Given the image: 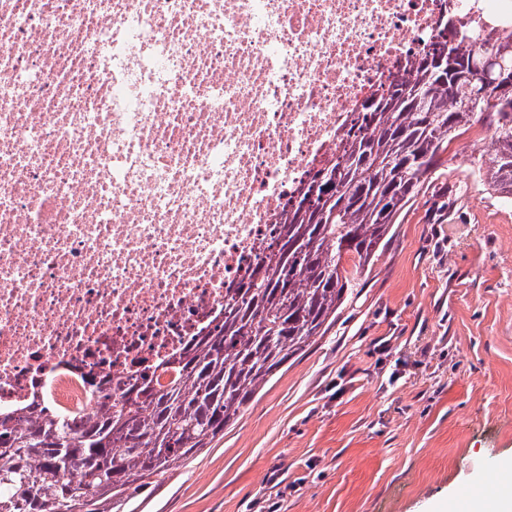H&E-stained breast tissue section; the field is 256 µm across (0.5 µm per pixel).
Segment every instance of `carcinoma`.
Returning a JSON list of instances; mask_svg holds the SVG:
<instances>
[{
  "label": "carcinoma",
  "instance_id": "1",
  "mask_svg": "<svg viewBox=\"0 0 512 512\" xmlns=\"http://www.w3.org/2000/svg\"><path fill=\"white\" fill-rule=\"evenodd\" d=\"M482 16L448 15L406 73L361 104L351 128L286 213L274 250L224 298V320L171 358L164 387L148 367L61 417L34 403L0 411V512H120L125 501L208 447L287 360L322 336L392 225L436 174L449 143L479 117L494 146L486 182L512 195V98L464 74L512 49V32ZM427 94L416 112L413 91Z\"/></svg>",
  "mask_w": 512,
  "mask_h": 512
}]
</instances>
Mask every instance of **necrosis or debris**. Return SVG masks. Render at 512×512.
I'll return each mask as SVG.
<instances>
[{"instance_id":"obj_1","label":"necrosis or debris","mask_w":512,"mask_h":512,"mask_svg":"<svg viewBox=\"0 0 512 512\" xmlns=\"http://www.w3.org/2000/svg\"><path fill=\"white\" fill-rule=\"evenodd\" d=\"M476 2L0 0V409L70 415L224 318L362 100Z\"/></svg>"}]
</instances>
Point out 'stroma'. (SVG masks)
Returning a JSON list of instances; mask_svg holds the SVG:
<instances>
[{"mask_svg": "<svg viewBox=\"0 0 512 512\" xmlns=\"http://www.w3.org/2000/svg\"><path fill=\"white\" fill-rule=\"evenodd\" d=\"M446 161L324 335L131 512H463L512 473V209Z\"/></svg>", "mask_w": 512, "mask_h": 512, "instance_id": "35a3bbf8", "label": "stroma"}]
</instances>
